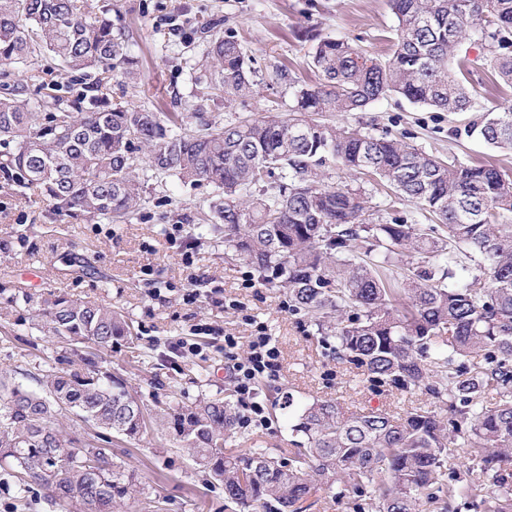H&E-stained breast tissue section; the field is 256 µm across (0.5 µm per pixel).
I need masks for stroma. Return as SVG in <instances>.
Here are the masks:
<instances>
[{"instance_id":"35a3bbf8","label":"stroma","mask_w":512,"mask_h":512,"mask_svg":"<svg viewBox=\"0 0 512 512\" xmlns=\"http://www.w3.org/2000/svg\"><path fill=\"white\" fill-rule=\"evenodd\" d=\"M105 7L115 26L124 28L138 59L135 79L112 81L109 96L155 112H189L202 108L208 117L228 124L242 117L259 119L270 112L288 113L294 90L316 86L322 76L311 66L309 48L320 39L362 38L378 58H386L396 38L397 21L390 0H91ZM233 32L254 60L255 91L243 98L212 96L201 77V24ZM464 64L470 92L488 108L512 106V87L490 71L481 45L464 41L454 57ZM466 112H439L391 95L362 112L337 114L336 120L374 135L402 136L428 153L469 163L491 162L512 172V151H501L464 137ZM363 188L374 220L407 218L424 223L420 206L365 178ZM204 189L173 179L151 181L149 202L119 226L102 223L67 224L51 218L46 203L34 204L0 188V373L34 387V373L45 363L80 370L86 359L106 361L121 369L129 387L150 395L151 376L174 379L176 399L191 405L231 394L224 381V333L247 342L248 326L223 306L242 303L246 313L266 321L283 358V374L265 381L260 392L269 408L270 429L240 430L234 448L288 450V422L280 408L285 394L302 400H337L346 412L381 409L401 415L429 408L431 397L375 386L336 360L318 343L315 331L301 316L282 308L284 292L265 282L242 285L249 266L225 257L223 248L197 241L194 224L204 204ZM183 225L193 238V261L184 263L177 247L166 240V223ZM210 291L206 301L190 305L182 290L190 284ZM29 293L47 292L120 309L133 320L138 347L125 341L102 349L90 342H66L45 335L34 309L7 303L15 287ZM222 328V335L204 338L205 357L171 361L168 343L191 338L199 321ZM112 449L135 470L140 494L125 500V512H237L224 500V489L210 484L190 452L168 432L148 424L137 440L113 439ZM11 469L0 468V512H75L74 506L51 500L35 488L20 494Z\"/></svg>"}]
</instances>
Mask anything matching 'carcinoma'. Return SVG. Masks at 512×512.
Instances as JSON below:
<instances>
[{"instance_id": "1", "label": "carcinoma", "mask_w": 512, "mask_h": 512, "mask_svg": "<svg viewBox=\"0 0 512 512\" xmlns=\"http://www.w3.org/2000/svg\"><path fill=\"white\" fill-rule=\"evenodd\" d=\"M391 2L388 58L322 39L310 63L324 83L300 86L288 117L219 125L203 112L162 115L108 97L102 87L132 76L137 58L89 0H0V64L29 73L26 85H0V173L16 194L43 198L68 224H124L154 178L205 185L200 235L288 294V311L311 317L337 361L445 405L404 417L349 414L331 399L290 395L288 456L240 454L227 447L235 403L172 406V388L153 383L164 390L154 395L155 421L242 512H305L319 483L352 492L355 512H436L478 489L480 512H512V176L330 121L398 94L439 112L481 113L466 135L511 151L512 107L483 106L448 61L471 36L512 85V0ZM44 53L76 82L51 78L36 64ZM202 67L216 93L251 92L250 59L234 35L211 34ZM333 172L370 174L439 223L377 224L360 190L332 181ZM36 305L52 336L103 348L133 336L120 310L54 293ZM35 381L37 391L0 377V461L20 474V491L37 486L79 512H115L137 492L135 472L98 445L101 434L71 436L57 415L85 412L95 428L135 439L146 428L143 401L119 371L92 359L82 370L47 363ZM457 448L474 461L465 480L446 465Z\"/></svg>"}]
</instances>
